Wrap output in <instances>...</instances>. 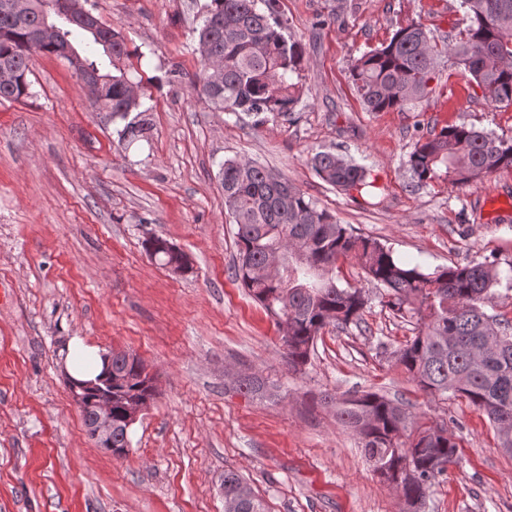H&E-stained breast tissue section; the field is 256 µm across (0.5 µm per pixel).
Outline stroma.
Wrapping results in <instances>:
<instances>
[{"label":"stroma","instance_id":"35a3bbf8","mask_svg":"<svg viewBox=\"0 0 512 512\" xmlns=\"http://www.w3.org/2000/svg\"><path fill=\"white\" fill-rule=\"evenodd\" d=\"M206 3L85 4L126 39L121 65L150 122L143 140H122L124 120L94 105L56 55L34 54L30 98L0 102V283L13 291L0 305V512H224L228 469L267 512H512V454L465 400L418 390L393 357L414 326L355 261L339 283L368 297L362 322L326 327L303 370H289L282 329L234 276L219 177L227 159L286 175L410 265L494 262V311L512 320V169L460 187L417 184L406 165L415 140L445 126L512 139V106L485 100L444 58L425 98L370 112L351 73L414 23L459 39L470 24L460 0H277L284 35L304 51L300 100L285 116L219 112L195 90ZM319 151L363 166L374 195L320 179L309 163ZM152 236L187 254L189 270L152 259ZM75 336L137 355L154 377L125 456L88 436L63 363ZM239 375L275 383L277 396L237 392ZM364 390L459 444L421 510L378 478L322 402Z\"/></svg>","mask_w":512,"mask_h":512}]
</instances>
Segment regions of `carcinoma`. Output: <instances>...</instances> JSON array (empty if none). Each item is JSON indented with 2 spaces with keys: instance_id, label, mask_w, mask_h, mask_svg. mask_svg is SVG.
Masks as SVG:
<instances>
[{
  "instance_id": "cac0c4a2",
  "label": "carcinoma",
  "mask_w": 512,
  "mask_h": 512,
  "mask_svg": "<svg viewBox=\"0 0 512 512\" xmlns=\"http://www.w3.org/2000/svg\"><path fill=\"white\" fill-rule=\"evenodd\" d=\"M263 2L265 9L258 7ZM0 0V101L21 102L31 95L28 73L32 53L66 57L71 51L81 67L101 78L96 103L126 118L138 111L121 135L134 143L144 138L148 122L130 95L132 81L117 62L129 56L122 32L112 43L72 23L55 10L54 0H37L38 10L23 17ZM276 0H210L198 44L213 55L201 58L199 92L221 112L287 114L298 103L303 49L288 41L275 17ZM470 18L465 34L439 50L434 38L413 24L394 33L385 45L352 62L357 92L369 112L402 108L427 94L445 52L488 101L512 105V0H460ZM57 29L55 38L36 44L32 30L43 20ZM315 173L344 191L372 186L365 168L330 152L311 158ZM413 178L426 183L444 176L458 186L512 168V139L473 127L448 126L420 137L408 155ZM224 207L237 226L235 278L278 325L287 326L283 341L288 366L308 363L322 330L333 324H359L368 304L361 289L337 283L339 262L354 260L365 274L387 288V305L415 320V336L394 351L400 365L424 392H448L482 411L496 431L498 447L512 453V321L490 315L491 288L499 282L493 262L453 264L427 272L394 257L375 239L353 234L305 198L288 178L251 161L227 159L221 168ZM148 254L166 266L189 267L182 251L160 237L146 241ZM280 258L279 273L261 276L270 257ZM252 396L269 392L256 376L237 380ZM155 394L143 362L112 353V455L130 447L123 407ZM336 417L357 437L373 471L391 484L409 505L423 501L438 477L457 461L458 443L442 427L422 424L408 432L405 408L371 391H356L336 402ZM224 512H265L250 485L236 472H224Z\"/></svg>"
}]
</instances>
